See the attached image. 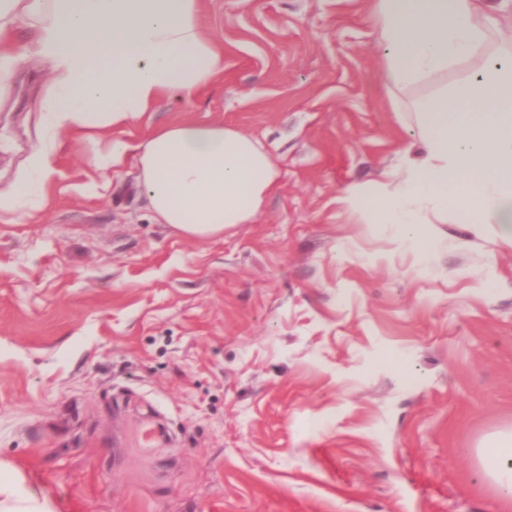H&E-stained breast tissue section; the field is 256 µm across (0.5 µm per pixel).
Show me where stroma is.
I'll use <instances>...</instances> for the list:
<instances>
[{
  "mask_svg": "<svg viewBox=\"0 0 512 512\" xmlns=\"http://www.w3.org/2000/svg\"><path fill=\"white\" fill-rule=\"evenodd\" d=\"M224 81L167 99L257 138L261 217L189 240L126 163L65 147L42 204L0 212V476L54 512H512L477 454L512 432V241L433 227L429 254L340 203L414 144L372 0H201ZM45 65L0 101V194L42 127ZM40 468L44 481L30 476Z\"/></svg>",
  "mask_w": 512,
  "mask_h": 512,
  "instance_id": "35a3bbf8",
  "label": "stroma"
}]
</instances>
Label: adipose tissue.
Instances as JSON below:
<instances>
[{"instance_id":"1","label":"adipose tissue","mask_w":512,"mask_h":512,"mask_svg":"<svg viewBox=\"0 0 512 512\" xmlns=\"http://www.w3.org/2000/svg\"><path fill=\"white\" fill-rule=\"evenodd\" d=\"M488 0H375L379 42L396 109L413 116L420 149L406 153L389 184L355 188L343 201L372 224H396L402 242L431 248L430 227L455 218L496 225L512 240V57L478 56L501 21ZM200 0H0V97L24 51L49 64L35 106L44 133L29 172L0 199L17 211L42 196L57 150L98 146L104 173L122 164L118 132L166 98L192 100L224 79V46L200 24ZM459 70L454 83L414 99L410 89ZM158 223L190 239L255 223L279 172L262 143L221 122L182 120L155 129L134 156Z\"/></svg>"}]
</instances>
